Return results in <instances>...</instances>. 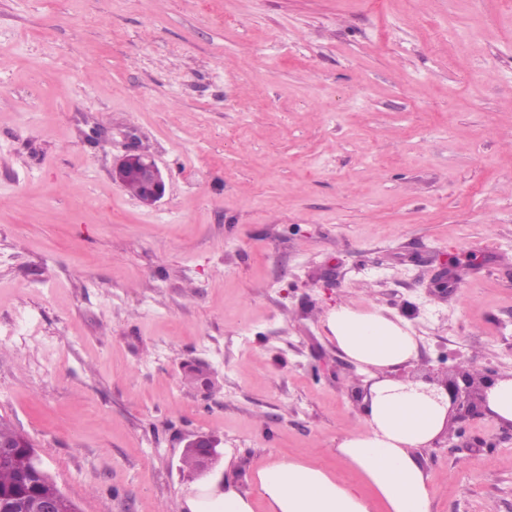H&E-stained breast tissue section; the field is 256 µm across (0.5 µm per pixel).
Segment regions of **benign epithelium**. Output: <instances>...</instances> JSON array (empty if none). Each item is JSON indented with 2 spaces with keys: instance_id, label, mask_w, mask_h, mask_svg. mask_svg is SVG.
I'll return each mask as SVG.
<instances>
[{
  "instance_id": "1",
  "label": "benign epithelium",
  "mask_w": 512,
  "mask_h": 512,
  "mask_svg": "<svg viewBox=\"0 0 512 512\" xmlns=\"http://www.w3.org/2000/svg\"><path fill=\"white\" fill-rule=\"evenodd\" d=\"M132 172L138 173L143 188L138 201L152 207L164 196L166 180L163 172L154 159L140 150H132L127 153L112 169V180L118 184L125 181ZM392 378L403 383L416 384L422 382L427 385L423 393L437 403H443L441 396L449 399V418L454 421H465L478 415L486 409L484 388L491 378L484 376L482 379H473L463 372L455 373L453 378H439L432 372L417 375L415 372H406V367L398 368V372ZM221 442L212 436L196 434L187 439L184 448L194 453L197 460V474L209 472L218 462L221 453ZM28 457L33 468L47 484L44 492L37 498L24 502L23 507L30 512H63L66 507L65 494L58 487L51 475L45 470L42 460L36 449H27Z\"/></svg>"
}]
</instances>
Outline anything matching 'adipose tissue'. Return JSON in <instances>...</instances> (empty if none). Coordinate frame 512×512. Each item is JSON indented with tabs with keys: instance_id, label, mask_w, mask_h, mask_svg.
<instances>
[{
	"instance_id": "obj_1",
	"label": "adipose tissue",
	"mask_w": 512,
	"mask_h": 512,
	"mask_svg": "<svg viewBox=\"0 0 512 512\" xmlns=\"http://www.w3.org/2000/svg\"><path fill=\"white\" fill-rule=\"evenodd\" d=\"M325 326L349 360L370 371L373 381L360 409V430L337 445L336 453L359 469L386 512H430L427 477L416 453L443 431L446 408L416 391H402L389 379L391 368L417 356L410 326L380 310L342 304ZM371 512L367 499L314 466L279 460L259 469L253 491L225 483L205 495L186 498V512Z\"/></svg>"
}]
</instances>
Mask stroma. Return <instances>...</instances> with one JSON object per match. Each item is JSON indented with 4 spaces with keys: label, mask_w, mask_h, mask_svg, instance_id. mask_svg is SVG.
<instances>
[{
    "label": "stroma",
    "mask_w": 512,
    "mask_h": 512,
    "mask_svg": "<svg viewBox=\"0 0 512 512\" xmlns=\"http://www.w3.org/2000/svg\"><path fill=\"white\" fill-rule=\"evenodd\" d=\"M134 145L152 207L112 179ZM340 303L512 374V0H0V416L77 512L283 459L384 512L336 456L368 381ZM466 429L419 455L431 512H512V435ZM131 172L141 178L143 188L137 200L143 206L152 207L163 198L166 180L154 159L140 150H132L112 169V179L122 185ZM221 442L212 436L196 434L187 439L184 448L194 453L197 460L196 473L199 475L209 472L218 462L221 453L218 450Z\"/></svg>",
    "instance_id": "stroma-1"
}]
</instances>
